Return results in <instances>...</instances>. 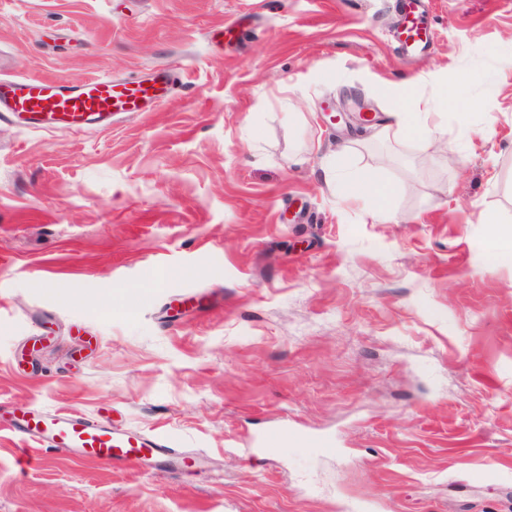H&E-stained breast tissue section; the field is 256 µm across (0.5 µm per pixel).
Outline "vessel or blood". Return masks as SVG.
<instances>
[{
  "instance_id": "vessel-or-blood-1",
  "label": "vessel or blood",
  "mask_w": 512,
  "mask_h": 512,
  "mask_svg": "<svg viewBox=\"0 0 512 512\" xmlns=\"http://www.w3.org/2000/svg\"><path fill=\"white\" fill-rule=\"evenodd\" d=\"M417 18L415 0H407L397 41L408 54L421 52L427 43V34ZM154 79V85L147 86L140 80L107 76L67 86L47 78H0V107L29 114L32 128H62L80 134L111 125L120 116L146 111L158 100L159 85H171L173 76L170 70L160 69ZM0 426L46 447L64 449L76 462L103 464L115 470L138 471L150 464L163 472L174 463L184 468L198 464L195 454L171 447L160 437L88 418L20 408Z\"/></svg>"
}]
</instances>
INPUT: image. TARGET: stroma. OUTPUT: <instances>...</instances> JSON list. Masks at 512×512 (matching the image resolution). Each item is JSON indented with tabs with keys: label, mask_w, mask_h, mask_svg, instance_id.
<instances>
[{
	"label": "stroma",
	"mask_w": 512,
	"mask_h": 512,
	"mask_svg": "<svg viewBox=\"0 0 512 512\" xmlns=\"http://www.w3.org/2000/svg\"><path fill=\"white\" fill-rule=\"evenodd\" d=\"M398 13L0 0V78L181 76L106 130L0 116V406L204 456L139 475L0 431V512H512V0H426L418 58ZM357 99L372 122L336 119ZM410 99L436 137L380 136ZM336 180H340L346 187L348 200H357L362 197L370 198L375 204V211L380 214L384 211L385 200L391 192L388 182L380 178H368L359 174H350L341 160L336 162Z\"/></svg>",
	"instance_id": "1"
}]
</instances>
